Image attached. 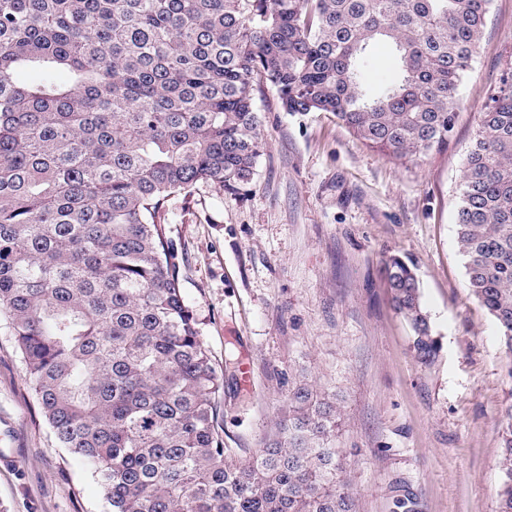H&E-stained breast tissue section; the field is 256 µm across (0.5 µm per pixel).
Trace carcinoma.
<instances>
[{"label":"carcinoma","instance_id":"1","mask_svg":"<svg viewBox=\"0 0 512 512\" xmlns=\"http://www.w3.org/2000/svg\"><path fill=\"white\" fill-rule=\"evenodd\" d=\"M490 2L0 0V314L106 512H355L336 402L306 381L279 438L246 461L224 447V375L158 212L199 182L249 184L258 82L394 160L447 147ZM380 42L398 75L372 88ZM456 226L512 375V82L466 153ZM385 271L429 363L415 267L392 256ZM500 439L497 512H512V403Z\"/></svg>","mask_w":512,"mask_h":512}]
</instances>
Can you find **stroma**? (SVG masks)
<instances>
[{
	"label": "stroma",
	"mask_w": 512,
	"mask_h": 512,
	"mask_svg": "<svg viewBox=\"0 0 512 512\" xmlns=\"http://www.w3.org/2000/svg\"><path fill=\"white\" fill-rule=\"evenodd\" d=\"M510 76L512 0H491L447 148L405 163L329 113L283 111L275 89L255 84L262 149L251 182L236 192L201 182L166 202L161 221L199 339L225 370L216 429L236 458L276 436L305 379L337 399L336 446L358 512H497L512 375L468 286L455 210L465 152ZM392 255L416 267L440 344L431 364L393 307L383 274ZM0 448L15 452L0 466V512H103L100 487L46 423L1 315Z\"/></svg>",
	"instance_id": "35a3bbf8"
}]
</instances>
